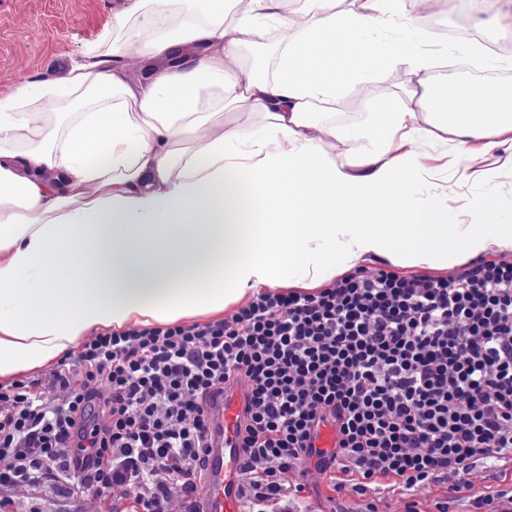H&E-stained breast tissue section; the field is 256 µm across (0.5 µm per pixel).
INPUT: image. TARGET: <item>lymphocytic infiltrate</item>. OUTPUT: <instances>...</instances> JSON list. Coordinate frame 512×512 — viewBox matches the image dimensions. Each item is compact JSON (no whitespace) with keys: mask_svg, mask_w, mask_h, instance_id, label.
Returning a JSON list of instances; mask_svg holds the SVG:
<instances>
[{"mask_svg":"<svg viewBox=\"0 0 512 512\" xmlns=\"http://www.w3.org/2000/svg\"><path fill=\"white\" fill-rule=\"evenodd\" d=\"M234 386L249 512L293 503L288 474L310 459L362 493L512 463V260L443 278L360 269L316 294L259 293L225 321L96 336L0 388V486H133L139 512H199L210 412Z\"/></svg>","mask_w":512,"mask_h":512,"instance_id":"lymphocytic-infiltrate-1","label":"lymphocytic infiltrate"}]
</instances>
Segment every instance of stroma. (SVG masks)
<instances>
[{
	"label": "stroma",
	"mask_w": 512,
	"mask_h": 512,
	"mask_svg": "<svg viewBox=\"0 0 512 512\" xmlns=\"http://www.w3.org/2000/svg\"><path fill=\"white\" fill-rule=\"evenodd\" d=\"M138 0H0V93L27 82H51L81 60L87 47L98 42L114 16L136 11ZM431 66L427 71L432 89L465 83L472 91L479 84L471 76L480 67L471 53L453 46L451 39L437 34L428 38ZM324 56L336 66L335 98L315 105L321 123L343 128H364L380 122L385 113L399 111L405 99L408 78L400 67L385 65L374 77L363 80L356 58L345 45H327ZM444 196L448 205L437 218L440 224L471 223L481 201L500 202L495 217L512 220V175L492 173L473 177L472 168L455 164L446 173L429 180L411 178L385 200L348 203L328 199L308 183L275 194L265 189L267 221L271 224H385L403 234L426 218L413 208L415 197ZM291 484L302 485L300 506L304 512H439L447 502L448 512H472L474 499L489 492L512 488V467L506 472L475 464L467 484L458 477L416 488L410 494L381 483L375 490L358 494L345 475L329 478L305 462L288 474ZM135 494L130 489L108 491L93 498L66 494L59 484L0 489V512H132Z\"/></svg>",
	"instance_id": "35a3bbf8"
}]
</instances>
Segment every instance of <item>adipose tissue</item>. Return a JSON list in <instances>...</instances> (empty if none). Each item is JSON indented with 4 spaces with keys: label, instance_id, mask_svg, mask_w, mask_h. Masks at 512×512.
I'll use <instances>...</instances> for the list:
<instances>
[{
    "label": "adipose tissue",
    "instance_id": "obj_1",
    "mask_svg": "<svg viewBox=\"0 0 512 512\" xmlns=\"http://www.w3.org/2000/svg\"><path fill=\"white\" fill-rule=\"evenodd\" d=\"M140 0L53 83L0 94V385L53 364L89 335L218 319L258 293L329 287L375 259L401 272H447L512 252V224H420L413 246L369 224H257L267 177L313 161L319 192L347 202L392 194L426 172L418 145L512 172V113L442 112L416 39L451 0ZM292 69L248 68L260 19ZM400 23L392 64L416 81L387 130L318 125L334 83L305 55L341 27L371 36ZM127 55L130 82L107 57ZM249 126H227L225 108ZM363 139V149L352 140ZM363 175H355V168ZM73 273L79 288L50 287Z\"/></svg>",
    "mask_w": 512,
    "mask_h": 512
}]
</instances>
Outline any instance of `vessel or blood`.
I'll return each mask as SVG.
<instances>
[{"mask_svg": "<svg viewBox=\"0 0 512 512\" xmlns=\"http://www.w3.org/2000/svg\"><path fill=\"white\" fill-rule=\"evenodd\" d=\"M243 406V392L233 388L212 410L211 452L202 489L204 512H237L241 457L236 428Z\"/></svg>", "mask_w": 512, "mask_h": 512, "instance_id": "1", "label": "vessel or blood"}]
</instances>
